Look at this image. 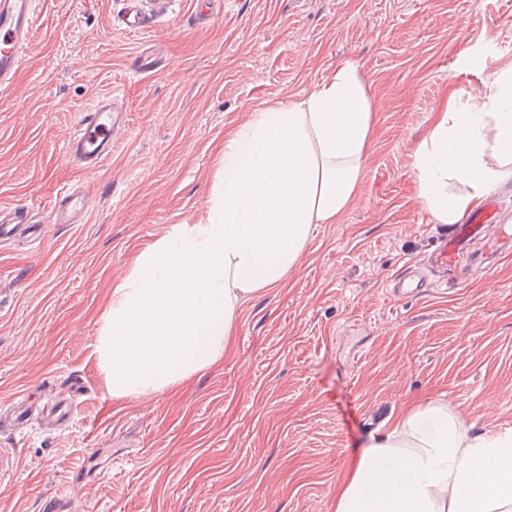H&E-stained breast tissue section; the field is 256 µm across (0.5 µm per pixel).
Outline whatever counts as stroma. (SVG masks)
<instances>
[{
    "mask_svg": "<svg viewBox=\"0 0 512 512\" xmlns=\"http://www.w3.org/2000/svg\"><path fill=\"white\" fill-rule=\"evenodd\" d=\"M39 0L18 92L0 96V206L37 232L0 245V409L30 383L73 379L69 423L0 432L15 461L0 512H41L77 474L67 512H335L355 455L405 407L443 400L475 431L512 427V258L396 302L389 279L438 229L413 159L449 100L479 102L512 64V0ZM179 68L133 71L144 48ZM372 100L361 182L338 223L317 225L281 287L240 307L216 365L177 390L113 398L95 336L112 283L172 224H196L226 135L249 112L301 100L338 63ZM117 95L126 122L92 173L65 142L82 112ZM79 185L81 224L51 206Z\"/></svg>",
    "mask_w": 512,
    "mask_h": 512,
    "instance_id": "35a3bbf8",
    "label": "stroma"
}]
</instances>
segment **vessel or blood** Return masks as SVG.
Masks as SVG:
<instances>
[{
    "instance_id": "vessel-or-blood-1",
    "label": "vessel or blood",
    "mask_w": 512,
    "mask_h": 512,
    "mask_svg": "<svg viewBox=\"0 0 512 512\" xmlns=\"http://www.w3.org/2000/svg\"><path fill=\"white\" fill-rule=\"evenodd\" d=\"M38 19L36 0H0V91H11L31 51V31ZM125 123V109L112 95L99 97L85 112L66 142V154L81 169L97 167L112 149V136ZM85 215V199L64 192L55 200L49 221L78 224ZM23 208L0 209V243L7 242L19 225L28 223ZM479 252L478 266L488 271L493 261L512 254V226L502 223L498 198L489 197L473 208L465 219L439 233L424 254L423 265L439 272L453 269L460 255L470 249ZM429 282L415 270L397 277L393 297L422 294Z\"/></svg>"
}]
</instances>
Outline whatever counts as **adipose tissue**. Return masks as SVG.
Returning <instances> with one entry per match:
<instances>
[{
    "instance_id": "ef3b65f1",
    "label": "adipose tissue",
    "mask_w": 512,
    "mask_h": 512,
    "mask_svg": "<svg viewBox=\"0 0 512 512\" xmlns=\"http://www.w3.org/2000/svg\"><path fill=\"white\" fill-rule=\"evenodd\" d=\"M372 106L358 67L282 101L224 140L199 223L174 224L113 284L96 352L113 398L177 389L224 356L237 312L295 267L314 225L337 223L360 183ZM439 224L512 180V65L480 103H449L413 161ZM336 512H512V427L475 432L455 407L403 410L371 437Z\"/></svg>"
}]
</instances>
